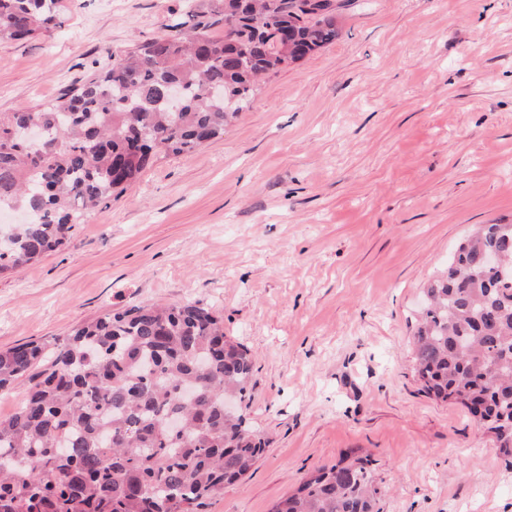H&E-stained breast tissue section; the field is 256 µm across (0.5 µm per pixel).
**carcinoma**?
<instances>
[{"instance_id": "carcinoma-1", "label": "carcinoma", "mask_w": 512, "mask_h": 512, "mask_svg": "<svg viewBox=\"0 0 512 512\" xmlns=\"http://www.w3.org/2000/svg\"><path fill=\"white\" fill-rule=\"evenodd\" d=\"M63 0H0V42L49 37ZM179 37L119 53L34 110L0 113V210L32 215L0 234V274L66 247L72 225L160 156L221 137L259 80L338 36L336 0H188ZM224 24V34L212 28ZM183 93L171 111L166 90ZM36 119L37 146L16 130ZM512 224H481L423 289L412 341L422 389L469 410L512 464ZM254 357L199 302L107 313L61 340L0 352V394L30 375L0 417V512H203L269 440L224 399H244ZM348 455L310 472L269 512H381L383 491ZM27 377L20 378L10 393L0 395V417L10 415L22 401L27 388L29 387Z\"/></svg>"}]
</instances>
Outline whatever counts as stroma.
<instances>
[{"instance_id":"35a3bbf8","label":"stroma","mask_w":512,"mask_h":512,"mask_svg":"<svg viewBox=\"0 0 512 512\" xmlns=\"http://www.w3.org/2000/svg\"><path fill=\"white\" fill-rule=\"evenodd\" d=\"M185 2L66 0L51 37L0 43V112L189 30ZM337 2L336 41L263 79L222 138L0 275V350L198 301L254 355L245 414L270 440L204 512H269L351 451L383 512H512V465L422 391L410 344L422 288L473 225L512 223V0Z\"/></svg>"}]
</instances>
